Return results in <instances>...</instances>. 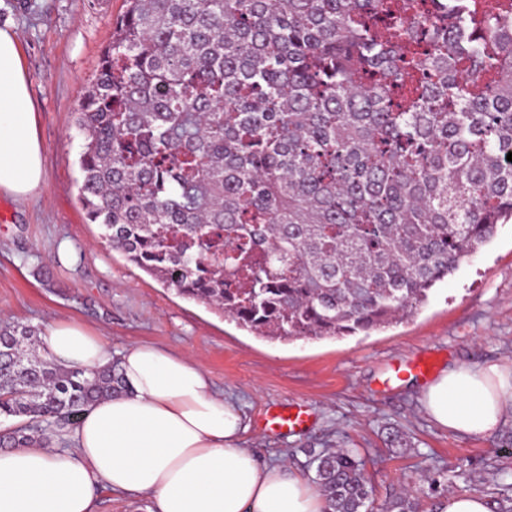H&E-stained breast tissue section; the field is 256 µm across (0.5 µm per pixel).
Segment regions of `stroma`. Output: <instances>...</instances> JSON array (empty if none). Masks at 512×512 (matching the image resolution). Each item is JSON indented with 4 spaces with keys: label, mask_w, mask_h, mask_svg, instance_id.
<instances>
[{
    "label": "stroma",
    "mask_w": 512,
    "mask_h": 512,
    "mask_svg": "<svg viewBox=\"0 0 512 512\" xmlns=\"http://www.w3.org/2000/svg\"><path fill=\"white\" fill-rule=\"evenodd\" d=\"M125 0H0L15 32L44 146L47 185L20 202L0 195V321L74 320L113 351L148 342L187 355L241 411V445L314 479L308 449L337 445L366 461L376 504L413 487L420 512L478 490L492 512L512 499V421L462 438L430 420L416 381L388 387L391 365L428 358L435 371L512 360V220L439 283L408 322L343 339L269 341L128 262L90 223L79 198L75 108L96 74ZM305 403V432L275 435L262 418Z\"/></svg>",
    "instance_id": "obj_1"
}]
</instances>
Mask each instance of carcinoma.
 <instances>
[{"instance_id": "1", "label": "carcinoma", "mask_w": 512, "mask_h": 512, "mask_svg": "<svg viewBox=\"0 0 512 512\" xmlns=\"http://www.w3.org/2000/svg\"><path fill=\"white\" fill-rule=\"evenodd\" d=\"M78 104L102 238L256 336L402 323L512 218V0H127ZM0 323L1 448L121 389ZM330 512L364 461L311 455ZM408 494L381 512H417Z\"/></svg>"}]
</instances>
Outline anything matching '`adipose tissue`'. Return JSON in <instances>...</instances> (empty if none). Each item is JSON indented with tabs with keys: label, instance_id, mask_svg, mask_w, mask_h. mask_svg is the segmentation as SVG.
Returning <instances> with one entry per match:
<instances>
[{
	"label": "adipose tissue",
	"instance_id": "1",
	"mask_svg": "<svg viewBox=\"0 0 512 512\" xmlns=\"http://www.w3.org/2000/svg\"><path fill=\"white\" fill-rule=\"evenodd\" d=\"M44 187L28 76L15 33L0 28V195L23 201ZM41 342L65 368L117 366L122 390L84 411L69 447L0 449V512H95L103 487L149 500L152 512H328L306 478L241 447V413L186 356L149 343L116 355L68 320L52 323ZM418 399L452 433L490 435L512 420V362L456 365Z\"/></svg>",
	"mask_w": 512,
	"mask_h": 512
}]
</instances>
